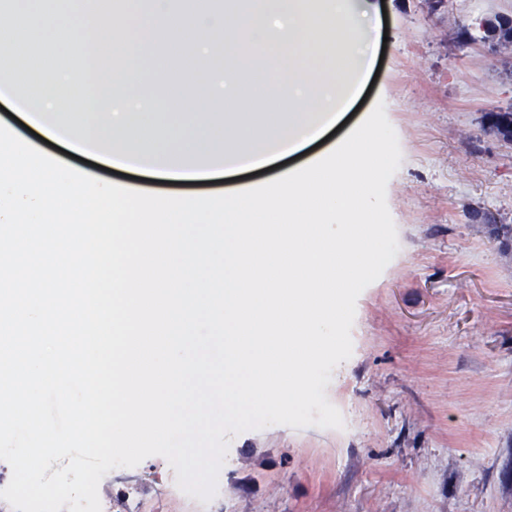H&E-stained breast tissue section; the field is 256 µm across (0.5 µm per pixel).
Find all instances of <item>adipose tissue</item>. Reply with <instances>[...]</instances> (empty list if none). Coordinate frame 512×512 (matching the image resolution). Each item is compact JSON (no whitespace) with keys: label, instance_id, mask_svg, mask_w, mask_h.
I'll return each instance as SVG.
<instances>
[{"label":"adipose tissue","instance_id":"1","mask_svg":"<svg viewBox=\"0 0 512 512\" xmlns=\"http://www.w3.org/2000/svg\"><path fill=\"white\" fill-rule=\"evenodd\" d=\"M68 4L73 14L92 21L91 28L70 30V41L80 44L98 38L108 49L110 65L121 63L126 48L113 38L121 19L108 14L101 0H68ZM152 6L157 40L199 60L204 59L217 33L229 32L242 52L271 43L280 53L300 58L314 45L335 63L332 75L318 81L320 95L316 100L299 107L293 101V90H286L269 101L270 122L260 123L249 116L228 121L220 135L191 142L179 152L161 153L151 148L157 107L149 98L129 107L111 88L104 95L83 98L82 111L94 115L95 121L77 134L72 133L71 123L50 119L48 112L39 111L35 128L43 137L53 140L66 134L73 147L94 146L112 158L147 166L176 182L205 179L213 169L234 165L245 157L258 158L264 164L282 159L284 152L301 150L310 132L332 125L352 74L371 69L379 36L378 23L363 18L361 11L345 0H267L263 11L245 20L236 0L225 10L204 8L179 18L171 14L170 0H152ZM133 122L142 129L141 141L126 139V128Z\"/></svg>","mask_w":512,"mask_h":512}]
</instances>
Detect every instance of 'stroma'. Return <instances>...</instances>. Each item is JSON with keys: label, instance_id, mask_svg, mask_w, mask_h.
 Wrapping results in <instances>:
<instances>
[{"label": "stroma", "instance_id": "35a3bbf8", "mask_svg": "<svg viewBox=\"0 0 512 512\" xmlns=\"http://www.w3.org/2000/svg\"><path fill=\"white\" fill-rule=\"evenodd\" d=\"M387 12L379 76L337 138L383 102L402 159L386 201L399 251L357 299L353 352L331 372L327 399L347 430L271 425L233 436L224 477V512H512V142L493 133L489 112L512 106V54L493 55L478 24L512 16V0H366ZM50 69H74L91 96L109 75L95 46H75L61 29L80 25L66 0H29ZM124 31L137 71L128 92L158 99V146L202 137L210 123L195 108L207 75L184 76V56L138 51L149 39L148 0H127ZM52 16L53 27L42 20ZM473 41L461 43V31ZM253 115L291 79L333 65L318 52L301 61L270 45L241 56ZM41 152L80 172L131 182L150 192L174 183L103 172L44 144ZM175 470L151 456L117 473L140 482L136 512H192L173 490Z\"/></svg>", "mask_w": 512, "mask_h": 512}]
</instances>
